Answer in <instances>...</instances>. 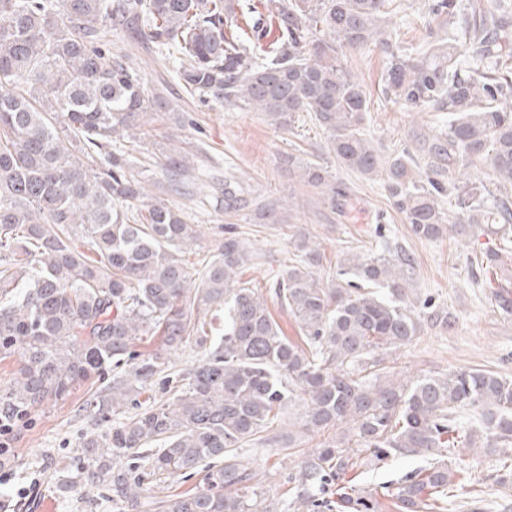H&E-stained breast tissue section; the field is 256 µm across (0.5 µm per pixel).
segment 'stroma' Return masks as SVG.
Returning <instances> with one entry per match:
<instances>
[{"label": "stroma", "mask_w": 512, "mask_h": 512, "mask_svg": "<svg viewBox=\"0 0 512 512\" xmlns=\"http://www.w3.org/2000/svg\"><path fill=\"white\" fill-rule=\"evenodd\" d=\"M430 3L395 0L384 38L420 47L427 28L437 24ZM110 46L132 55L147 88L169 105L165 115L147 125L144 136L135 140L117 137L112 146L145 163L140 179L150 186L146 204L175 205L186 223L201 225L200 245L182 252L189 271L200 270L209 258L210 244L226 229H235L255 251L242 281L268 297L274 319L293 338L299 334L294 318L270 300L269 293L273 275L296 258L299 235L320 244L322 261L314 274L322 282L335 276L346 254L367 255L382 241L396 242L416 258L410 300L448 313L451 320L447 329L423 322L412 342L393 352L396 376L469 368L512 376V316L503 315L491 298L493 289L512 288V249L500 250L496 262L481 267L475 263L487 249H500L499 234L479 225L463 236L412 238L402 216L392 208L382 180L340 168L328 150L326 133L309 114H301L292 130L276 129L263 113L190 97L177 78L179 62L174 57L146 45L128 44L119 32L112 34ZM351 60L369 94L365 134L382 151L416 148L417 131L443 129L444 113H417L381 95L385 59L380 49L363 50ZM180 147L190 154L193 172L183 193L175 195L161 188L166 180L161 162L165 154ZM292 154L322 164L333 180L347 187L349 194L342 207L330 208L319 191L299 182L288 168ZM229 178L241 182L251 197L285 201L293 196L299 207L282 211L279 224L255 223L248 210L227 212L224 182ZM106 387L102 379L80 382L68 397L44 405L8 436L9 455L0 459V512H42L47 502L53 512H123L104 490L80 485L63 494L57 489L80 465L75 445L82 434L107 428L105 422L95 421L84 411L86 399ZM242 454L258 474L262 497L274 502L277 512H289L292 466L270 447L252 445ZM465 462L468 472L454 487L446 512H469L478 490L483 493L482 512H512V476L504 477L499 455H469ZM423 464L420 457L392 459L381 467L366 462L350 477L373 494L379 512H397L389 488Z\"/></svg>", "instance_id": "35a3bbf8"}]
</instances>
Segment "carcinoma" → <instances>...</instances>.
<instances>
[{
	"label": "carcinoma",
	"instance_id": "1",
	"mask_svg": "<svg viewBox=\"0 0 512 512\" xmlns=\"http://www.w3.org/2000/svg\"><path fill=\"white\" fill-rule=\"evenodd\" d=\"M392 2L266 0L276 33L258 55L228 36L237 0H0V359L18 356L16 377L0 389V418L24 419L108 374V392L86 403L95 417L123 413L157 385L173 391L83 435L77 451L91 465L76 483L104 489L133 512L147 480L165 483L216 460L222 465L207 472L206 488L158 497V512H272L238 449L272 442L297 454L295 425L266 431L298 402L304 431L335 435L298 453L293 512L319 502L378 512L371 495L345 483L362 453L426 460L391 493L399 512L446 509L462 448H496L512 460V379L470 369L405 381L383 366V354L420 330L407 295L411 253L386 245L349 254L323 284L313 275L319 244L301 238L298 259L274 281V299L300 329L291 340L257 289L239 282L248 244L225 232L192 279L178 251L201 241L199 225L169 204L141 207L135 161L109 150L113 137H136L162 109L127 56L100 45L117 31L179 55L177 76L192 95L262 112L279 130L311 113L339 167L383 179L412 236L437 240L476 223L487 188L453 175L462 163H480L499 187H512V0H497L494 10L478 0H432L437 17L466 14L464 54L443 27L429 29L416 50L381 39ZM373 45L386 58V98L448 113L443 132L421 135L423 169L408 151L383 155L362 132L368 94L348 55ZM163 166L166 190L180 192L188 157L174 151ZM288 166L331 207L348 196L322 165L290 156ZM250 206L260 222L284 208L276 199L250 203L236 182H224V209ZM493 218L512 224L508 196ZM220 310L224 334L215 340L193 313ZM144 336L160 343L139 352ZM191 343L202 363L170 378L171 352ZM333 485L336 503L318 500Z\"/></svg>",
	"mask_w": 512,
	"mask_h": 512
}]
</instances>
